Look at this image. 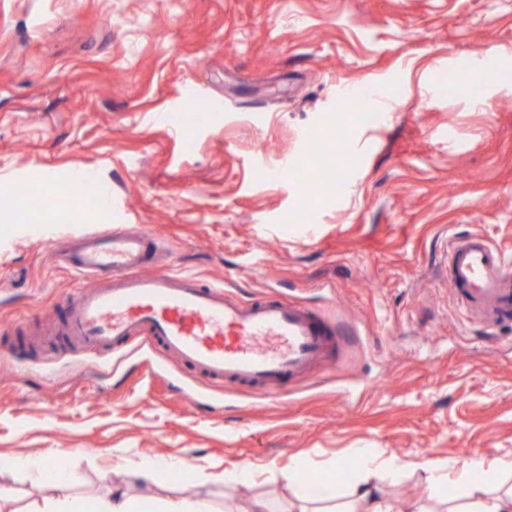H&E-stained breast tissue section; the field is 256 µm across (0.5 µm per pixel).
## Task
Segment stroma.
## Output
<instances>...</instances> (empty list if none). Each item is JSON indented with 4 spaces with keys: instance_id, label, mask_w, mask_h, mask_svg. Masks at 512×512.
<instances>
[{
    "instance_id": "1",
    "label": "stroma",
    "mask_w": 512,
    "mask_h": 512,
    "mask_svg": "<svg viewBox=\"0 0 512 512\" xmlns=\"http://www.w3.org/2000/svg\"><path fill=\"white\" fill-rule=\"evenodd\" d=\"M488 55L493 77L468 83L463 64ZM365 84L396 94L374 125L337 108L338 87ZM206 102L218 111L191 123ZM79 170L111 188L113 225L161 241L155 263L350 327L335 365L270 398L195 390L136 339L116 355L52 340L92 279L51 242L104 229L60 192ZM28 185L49 200L37 225ZM0 208V459L69 476L63 491L1 476L16 512L117 485L139 498L142 456L175 466L156 499L214 512H333L363 478L359 448L395 464L378 480L391 512L512 487V317L465 310L445 259L470 234L512 257V0H0ZM471 459L494 468L481 490L421 480ZM239 464L252 479L226 482ZM318 480L336 501H299Z\"/></svg>"
}]
</instances>
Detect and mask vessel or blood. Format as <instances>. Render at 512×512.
Wrapping results in <instances>:
<instances>
[{
	"mask_svg": "<svg viewBox=\"0 0 512 512\" xmlns=\"http://www.w3.org/2000/svg\"><path fill=\"white\" fill-rule=\"evenodd\" d=\"M339 108L361 100L379 111L388 95L343 87ZM158 242L144 229L120 228L82 238L73 270L94 286L69 302L65 339L90 350L123 348L130 338L158 343L201 376L237 386H258L277 397L314 364L333 361L341 347L338 324L284 300L245 303L223 286H201L191 275L144 273ZM448 273L462 306L486 323L512 312V261L479 235L452 240Z\"/></svg>",
	"mask_w": 512,
	"mask_h": 512,
	"instance_id": "b4317fda",
	"label": "vessel or blood"
}]
</instances>
